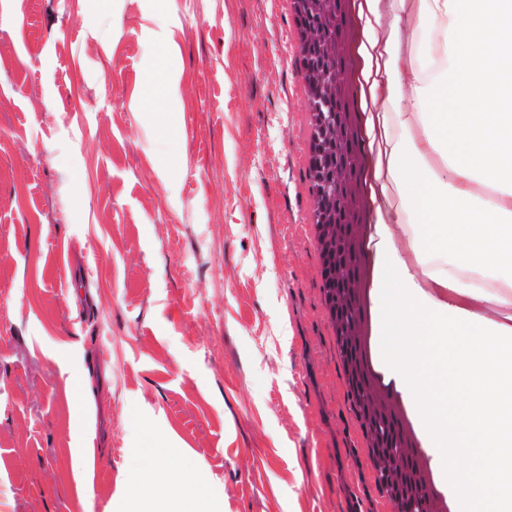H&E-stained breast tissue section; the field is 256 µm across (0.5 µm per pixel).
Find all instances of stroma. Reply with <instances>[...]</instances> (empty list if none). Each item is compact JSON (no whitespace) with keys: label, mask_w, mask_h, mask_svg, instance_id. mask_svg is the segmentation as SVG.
<instances>
[{"label":"stroma","mask_w":512,"mask_h":512,"mask_svg":"<svg viewBox=\"0 0 512 512\" xmlns=\"http://www.w3.org/2000/svg\"><path fill=\"white\" fill-rule=\"evenodd\" d=\"M0 0V512H122L145 433L224 512H377L322 309L282 0ZM398 50L439 54L442 0ZM180 67L175 147L145 108ZM99 383L74 401L77 368Z\"/></svg>","instance_id":"obj_1"}]
</instances>
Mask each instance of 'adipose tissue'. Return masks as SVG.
Returning <instances> with one entry per match:
<instances>
[{
    "label": "adipose tissue",
    "mask_w": 512,
    "mask_h": 512,
    "mask_svg": "<svg viewBox=\"0 0 512 512\" xmlns=\"http://www.w3.org/2000/svg\"><path fill=\"white\" fill-rule=\"evenodd\" d=\"M483 0H446L445 33L451 70L445 80L419 92L416 106L425 115L410 141L392 140L386 126L369 111L379 97H400L413 79L399 56L379 60L378 33L364 24L357 47L364 61L368 94L366 136L376 150L368 164L370 200L375 206L377 253L388 264L375 274L392 287L403 352L394 371L403 394L415 405L421 431L429 440L433 463L459 512H512V321L506 314L476 312L429 298L408 273L391 225L393 203L387 182L404 183L403 204L422 228L426 251H451L456 262L495 266L512 274V207L473 197L480 181L512 198V141L499 132L512 127V0H498L497 35L485 36L478 20ZM154 106L161 128L178 137L182 129L170 103L179 93L174 74L151 73ZM441 151L454 173L440 183L428 165L430 150ZM475 450L477 468L465 480L448 476L446 463L458 448ZM151 468L132 469L127 512H223L211 495L198 464L175 443L146 438ZM481 483L474 498L468 486Z\"/></svg>",
    "instance_id": "1"
}]
</instances>
